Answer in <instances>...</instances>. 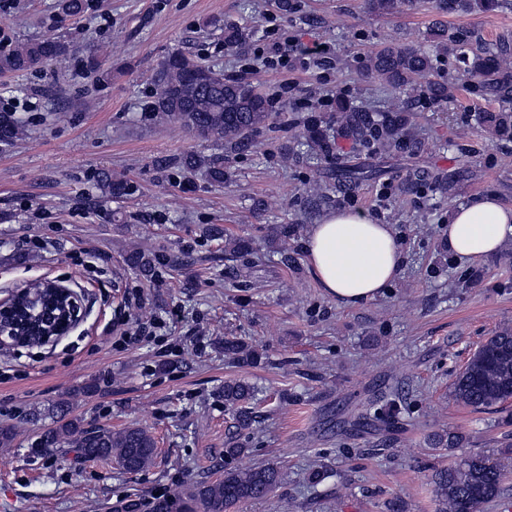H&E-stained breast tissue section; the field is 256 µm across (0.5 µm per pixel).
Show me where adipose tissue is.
<instances>
[{
	"instance_id": "obj_1",
	"label": "adipose tissue",
	"mask_w": 512,
	"mask_h": 512,
	"mask_svg": "<svg viewBox=\"0 0 512 512\" xmlns=\"http://www.w3.org/2000/svg\"><path fill=\"white\" fill-rule=\"evenodd\" d=\"M512 238V206L487 195L448 215V251L475 261ZM312 272L326 295L355 307L374 300L402 272L406 257L390 225L364 214L328 213L314 225L307 243Z\"/></svg>"
}]
</instances>
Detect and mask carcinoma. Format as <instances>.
<instances>
[{
    "label": "carcinoma",
    "mask_w": 512,
    "mask_h": 512,
    "mask_svg": "<svg viewBox=\"0 0 512 512\" xmlns=\"http://www.w3.org/2000/svg\"><path fill=\"white\" fill-rule=\"evenodd\" d=\"M413 0H365L368 11L395 14ZM495 0H435L439 11L469 13L490 11ZM63 17L84 13L85 0H59ZM248 34L235 23L224 24V46L245 48ZM472 36L463 30L448 31L442 26L430 30V44L387 43L367 59L365 75L378 80L391 92L407 99L387 109L360 107L336 96L325 108L308 107L298 133L297 147L309 155L332 158L337 141L344 139L362 152H410L416 149L413 124L414 102L426 105L446 103L454 97V84L441 77L436 58L448 53L455 57L470 77L479 97L499 101L495 109L481 111L480 123L489 133L512 136V70L505 65L512 43L500 40L472 50ZM71 46L61 36L30 38L15 48L0 52V75L36 70L48 61L64 63ZM88 64L97 77L112 79V69L103 68L100 51L89 49ZM153 92L141 111L156 124L178 123L192 137L245 152L252 146L250 136L272 126L275 101L244 77H224V72L181 51L172 52L157 65L151 78ZM26 133L23 122L12 112H0V143L8 144ZM177 164L189 174L202 172L213 183L224 182V155L187 153ZM103 194L121 198L127 184L104 171L98 177ZM224 356L244 365L255 364L258 354L237 339L224 340ZM452 399L474 410H486L512 401V328H502L488 337L472 354L451 383ZM253 399L249 385H224V405L233 413L235 427L250 431L255 415L247 407ZM44 448L76 449L83 459H111L128 472H137L154 459L156 444L143 427L112 431L103 425H86L78 417L60 416L41 437ZM505 473L481 453H471L458 464L441 468L432 475L438 512H481L484 505L505 491ZM280 481L272 466L226 467L224 476L202 479L178 492L177 500L159 498L153 512H234L241 503L270 494Z\"/></svg>",
    "instance_id": "1"
}]
</instances>
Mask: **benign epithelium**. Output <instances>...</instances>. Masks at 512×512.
<instances>
[{
  "instance_id": "1",
  "label": "benign epithelium",
  "mask_w": 512,
  "mask_h": 512,
  "mask_svg": "<svg viewBox=\"0 0 512 512\" xmlns=\"http://www.w3.org/2000/svg\"><path fill=\"white\" fill-rule=\"evenodd\" d=\"M82 291L45 279L8 291L0 298V347L53 345L82 321Z\"/></svg>"
}]
</instances>
